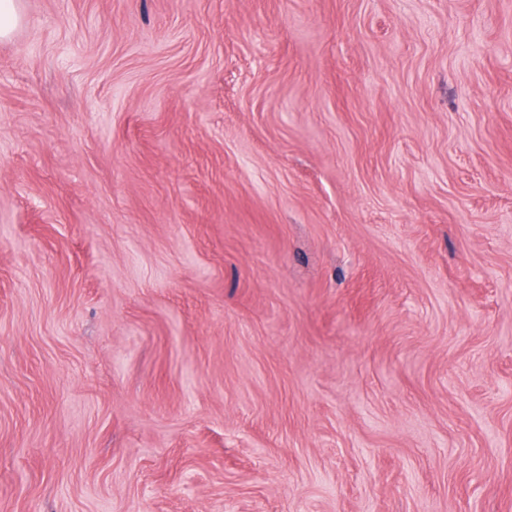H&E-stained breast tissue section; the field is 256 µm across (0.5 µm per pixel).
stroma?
I'll return each mask as SVG.
<instances>
[{
    "label": "stroma",
    "instance_id": "35a3bbf8",
    "mask_svg": "<svg viewBox=\"0 0 512 512\" xmlns=\"http://www.w3.org/2000/svg\"><path fill=\"white\" fill-rule=\"evenodd\" d=\"M0 512H512V0H22Z\"/></svg>",
    "mask_w": 512,
    "mask_h": 512
}]
</instances>
